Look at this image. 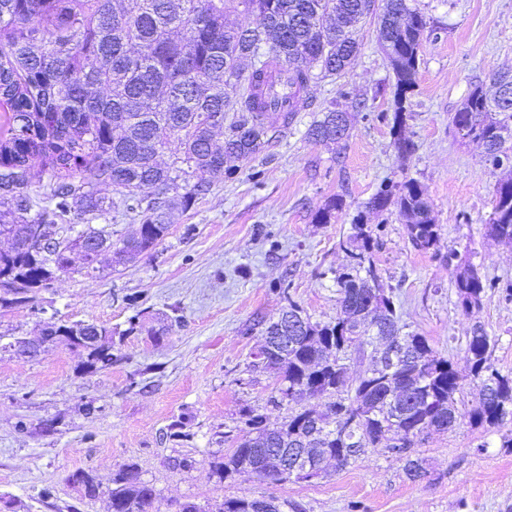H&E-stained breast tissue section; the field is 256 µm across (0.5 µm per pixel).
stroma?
Instances as JSON below:
<instances>
[{
  "instance_id": "1",
  "label": "stroma",
  "mask_w": 512,
  "mask_h": 512,
  "mask_svg": "<svg viewBox=\"0 0 512 512\" xmlns=\"http://www.w3.org/2000/svg\"><path fill=\"white\" fill-rule=\"evenodd\" d=\"M415 5L435 26L407 112L410 158L396 153L390 123L375 118L392 109L394 77L370 16L347 73L313 86L310 109L232 179L189 209L173 206L155 249L124 265L103 260L94 277L60 275L30 303L0 308V512H108L112 477L126 464L154 490L149 512L261 496L285 502L284 512H512V448L465 421L422 442L426 474L416 482L381 445L343 470L296 483L222 481L212 468L231 450L242 410L272 426L291 412L270 401L273 375L250 366L258 323L277 317L283 281L312 321L335 318V272L360 211L383 227L374 260L396 289L404 322L464 374L467 337L481 324L497 340L493 367L512 374V301L489 293L463 314L447 262L453 251L482 275L512 280V247L485 229L500 174L450 125L474 86L512 69V0ZM343 87L364 106L352 108L338 156L305 132ZM410 177L425 188L439 228L427 252L412 248L395 210L367 208L381 182ZM336 197L341 209L319 221ZM134 315L141 330L129 336ZM51 319L111 328L112 366L87 371L84 352L63 342L31 358L5 352L16 340H38ZM179 422L191 440L172 437ZM183 459L189 467H180ZM77 470L95 478L98 497L69 483Z\"/></svg>"
}]
</instances>
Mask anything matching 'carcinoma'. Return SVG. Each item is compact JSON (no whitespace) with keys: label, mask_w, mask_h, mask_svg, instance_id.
<instances>
[{"label":"carcinoma","mask_w":512,"mask_h":512,"mask_svg":"<svg viewBox=\"0 0 512 512\" xmlns=\"http://www.w3.org/2000/svg\"><path fill=\"white\" fill-rule=\"evenodd\" d=\"M233 10L256 18L253 25L229 27ZM375 11V0H0V102L7 106L0 128V227L10 224L11 247L0 251V284L12 297L1 307L22 305L71 270L70 243L94 240L96 256L82 259L81 271L94 276L99 256L113 250L118 264L152 250L168 234L163 197L179 194L192 207L235 173L230 160L249 161L275 134L292 126L296 113L270 112L263 100L268 70H288V95L305 111L312 105L311 85L334 78L360 52L358 26ZM433 32L430 20L411 0H384L377 40L395 76L393 146L412 154L404 136L406 104L417 87L420 48ZM492 90L472 88L451 124L461 139L479 148L485 163L502 173L496 183L490 236L512 243V73L499 72ZM232 113L229 124L224 117ZM351 113L336 101L310 124L308 139L346 147ZM225 129L224 146H213L215 130ZM172 138L182 156L163 165L159 156ZM40 160L46 180L32 190L30 168ZM108 185L118 200H105L98 186ZM373 209L395 208L407 224L411 246L435 247L438 228L425 190L410 178L382 184L370 201ZM140 222L135 236L113 247L112 225L55 224L72 214L99 218L112 210ZM54 229L50 245H26L29 226ZM381 229L354 219L348 237V263L336 271V318L312 322L279 289L287 305L264 324L263 341L284 335L277 351L257 361L273 372L271 402L331 397L326 411L293 410L279 427L252 409L240 414L236 446L214 464L218 478L253 473L282 481L285 458L298 450L318 469L341 470L382 438L404 462L412 481L426 474L414 456L421 436L446 431L468 418L474 427L499 428L512 421V376L490 363L494 341L480 325L466 343L469 378L476 400L465 413L456 394L464 379L454 365L434 352L427 337L406 330L400 301L373 260ZM458 307L465 314L489 290L512 300V283L503 286L465 266L456 269ZM101 336L96 343L77 336ZM45 340L60 339L87 352L85 367H112V329L97 324L55 323ZM380 349L353 381L343 363L360 340ZM68 481L94 497L98 486L84 471ZM110 512H148L153 490L138 468L127 464L113 479ZM255 499L230 498L216 512H255Z\"/></svg>","instance_id":"obj_1"}]
</instances>
